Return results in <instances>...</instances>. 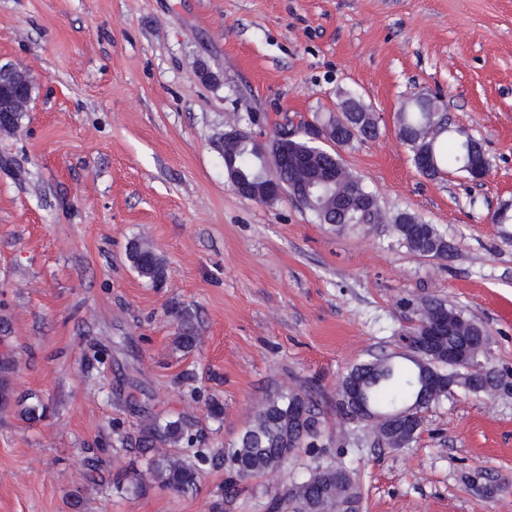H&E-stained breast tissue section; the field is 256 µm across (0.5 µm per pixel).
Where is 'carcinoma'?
<instances>
[{
	"instance_id": "obj_1",
	"label": "carcinoma",
	"mask_w": 512,
	"mask_h": 512,
	"mask_svg": "<svg viewBox=\"0 0 512 512\" xmlns=\"http://www.w3.org/2000/svg\"><path fill=\"white\" fill-rule=\"evenodd\" d=\"M357 113V134L354 139L372 138L377 133L375 113L365 112V104ZM398 132L412 158L426 154L431 158L421 174L435 180L441 174L455 171L468 174L469 153L481 156L483 148L476 139H468L456 129L448 127L443 103L434 95L423 94L412 99L397 115ZM352 139V140H354ZM345 140L336 144L342 148L352 143ZM224 153L236 157V167L225 170L231 180L242 178L261 189L259 201L271 202L277 196L264 191L270 161L260 147L249 142L224 141ZM288 153L295 158L308 156L318 169H331L343 174L336 184L304 193L301 185L305 171L299 165L287 164L277 172L281 190L291 195L300 205L311 211L322 224H331L336 230L348 228L341 213L336 211V199L345 198L352 210L349 216L368 215L375 224L383 221L375 196L366 187L363 178L346 169L340 154L329 151L299 134L288 142ZM393 231L413 253L428 258L445 259L449 255L448 242L437 225L424 221L413 212H400L393 219ZM132 269L142 278L158 286L165 281L166 265L163 258L148 244L132 241L127 248ZM451 316L446 334L430 354L416 360L407 354L402 359L375 357L350 368L342 378L336 414L349 424L363 425L372 430L377 442L391 448H408L415 441L423 423V412L431 405L448 398V347L469 346L474 342L490 344L484 326L466 317L460 310L441 300H429L417 309V324L411 333H418L424 324L435 319L441 311ZM173 342L177 349L192 351L197 343L193 316L179 310ZM13 368L12 361L0 359V408L12 404L18 414L29 422L46 417L47 407L39 396L29 393L13 397L4 374ZM489 350L476 352L470 368H462L458 382L475 388L489 379ZM301 406L307 413L301 422L291 415V407ZM324 425L319 403L304 392H280L268 398L253 414L250 423L237 442L221 453L205 446L201 431L185 416L159 421L152 419L139 430L135 443L140 448H172L169 453L158 452L147 461L151 483L180 495L197 490L204 466H222L226 469L224 498L234 499L241 486L252 479L278 477L288 460L303 448L324 447ZM113 486L139 496L148 483L129 472H117L111 478ZM352 502L354 512H361L362 494L356 476L344 464L318 465L308 475L289 483L279 484L270 493L266 512H312V505L321 504L323 512H336L339 504Z\"/></svg>"
}]
</instances>
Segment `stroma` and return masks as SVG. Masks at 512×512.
Listing matches in <instances>:
<instances>
[{
    "label": "stroma",
    "mask_w": 512,
    "mask_h": 512,
    "mask_svg": "<svg viewBox=\"0 0 512 512\" xmlns=\"http://www.w3.org/2000/svg\"><path fill=\"white\" fill-rule=\"evenodd\" d=\"M0 60L35 86L19 129L0 134V354L14 394L48 407L34 423L0 409V512H213L221 468L194 494L135 497L90 480L85 451L102 448L106 475L145 468L115 446L145 400L159 419L192 416L221 451L279 390L325 414V452L300 451L288 478L343 463L362 512H512V396L454 390L402 449L335 411L346 371L401 350L432 298L487 329L512 379V224L491 221L512 202V0H0ZM435 89L482 142L484 180L427 179L400 141V109ZM344 90L377 116L376 137L339 154L384 223L339 233L291 197L232 191L225 133L264 142L339 115ZM403 211L442 228L448 259L399 241ZM134 239L163 257L162 286L131 268ZM180 309L200 336L188 353L173 344Z\"/></svg>",
    "instance_id": "35a3bbf8"
}]
</instances>
